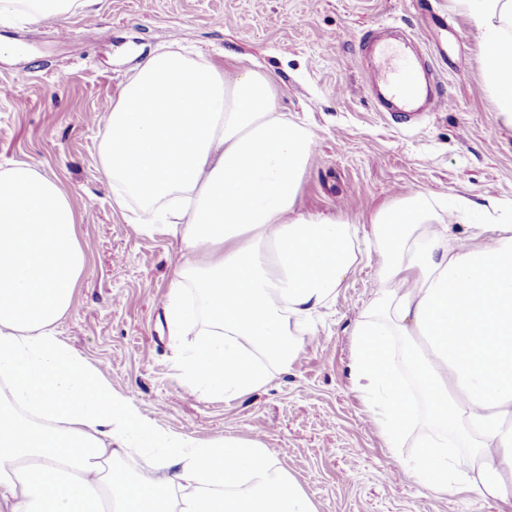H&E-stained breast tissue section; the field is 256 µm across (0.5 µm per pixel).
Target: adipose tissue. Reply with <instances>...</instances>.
<instances>
[{"label": "adipose tissue", "mask_w": 512, "mask_h": 512, "mask_svg": "<svg viewBox=\"0 0 512 512\" xmlns=\"http://www.w3.org/2000/svg\"><path fill=\"white\" fill-rule=\"evenodd\" d=\"M85 0H0V17L67 14ZM473 18L483 84L512 125V0H456ZM315 141L288 120L264 72L217 67L181 49L149 53L123 85L100 144L119 206L176 236L182 261L166 301L171 335L210 330L177 361L192 391L227 399L288 369L310 320L358 262L355 225L298 211ZM409 192L371 220L378 289L355 330L352 377L388 447L414 442L409 476L512 510V210L487 202L465 238ZM77 206L61 182L20 162L0 169V512H316L258 441L202 444L167 432L113 394L97 366L62 343L86 267ZM202 293L190 304L187 288ZM430 412L418 433L404 389ZM471 450L455 468L448 440ZM159 449L132 475L128 439Z\"/></svg>", "instance_id": "ef3b65f1"}]
</instances>
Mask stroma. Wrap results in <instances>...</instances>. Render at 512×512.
Instances as JSON below:
<instances>
[{"label":"stroma","instance_id":"1","mask_svg":"<svg viewBox=\"0 0 512 512\" xmlns=\"http://www.w3.org/2000/svg\"><path fill=\"white\" fill-rule=\"evenodd\" d=\"M427 10L446 15L456 36L447 58L433 60L447 105L405 129L370 98L358 45L377 28L421 36ZM61 29L69 39L58 38ZM474 31L455 0H87L60 18L1 21L0 42L22 51L0 56V167L34 164L81 205L86 267L59 339L164 430L201 443L260 441L316 512H497L467 493L439 497L415 483L404 468L415 449L388 447L369 422L350 375L353 331L377 290L367 261L268 386L235 400L192 393L176 362L197 333L171 338L163 316L180 244L147 234L116 207L100 168L106 128L91 119L111 109L150 51L178 44L219 66L230 51L270 76L280 111L315 137L300 211L365 234L372 215L409 189L440 203L464 197L512 208V126L483 88Z\"/></svg>","mask_w":512,"mask_h":512}]
</instances>
